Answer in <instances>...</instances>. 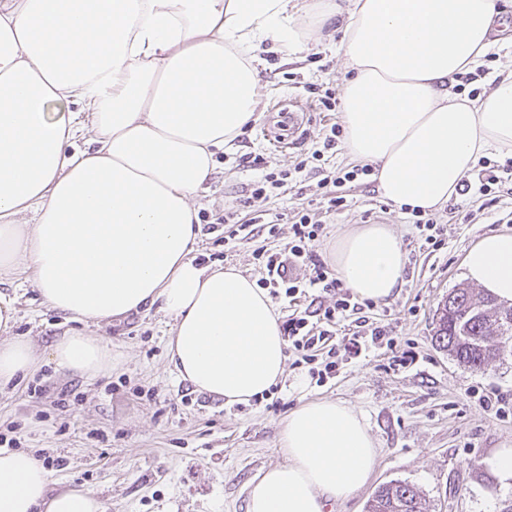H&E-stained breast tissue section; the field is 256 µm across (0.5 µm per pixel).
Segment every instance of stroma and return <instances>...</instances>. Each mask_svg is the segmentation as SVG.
<instances>
[{
  "label": "stroma",
  "mask_w": 512,
  "mask_h": 512,
  "mask_svg": "<svg viewBox=\"0 0 512 512\" xmlns=\"http://www.w3.org/2000/svg\"><path fill=\"white\" fill-rule=\"evenodd\" d=\"M339 37L331 24L319 43H302L289 55L266 44L259 54V119L246 137L218 155L208 188L195 199L201 216L210 219L234 205L245 222L258 210L289 214L324 207L319 176L311 169L300 173L301 188L240 206L255 173L239 159L261 156L268 173L292 169L302 154L314 150L324 126L339 121V113L303 100V142L279 149L264 136L281 103L301 98L304 85L340 89L345 68L335 49ZM347 201L346 208L327 216L316 251L332 262L337 237L366 224H385L399 235L406 256L403 283L374 313L387 325L394 351L415 353L412 363L399 366L391 353L372 351L340 361L335 378L320 384L308 365L290 360L272 393L227 405L177 378L168 356L171 321L150 308L93 326L112 350L107 373L87 378L47 362L1 390L0 432L14 429L20 449L35 452L41 461L61 459V466L51 469L55 488L91 490L104 512H246L250 482L283 460L278 441L289 411L308 400L332 399L363 413L378 456L367 482L350 497L328 503L325 512H365L378 487L395 481L416 486L431 512H479L485 501L512 497L477 464L496 449L512 448V418L495 417L470 395L480 388L512 401V358L476 372L431 341L438 303L464 281L466 251L483 235L512 231V190H500L490 202L469 195L450 199L435 213L445 245L434 253L423 247L410 211L387 203L375 184L353 182ZM465 212L473 213L471 223H461ZM289 234L284 223L278 237L262 233L228 246L219 224L202 231L194 255L252 278L255 250L283 247ZM0 291L18 297L13 335L46 352L66 327L63 315L44 303L28 273L15 284H1Z\"/></svg>",
  "instance_id": "35a3bbf8"
}]
</instances>
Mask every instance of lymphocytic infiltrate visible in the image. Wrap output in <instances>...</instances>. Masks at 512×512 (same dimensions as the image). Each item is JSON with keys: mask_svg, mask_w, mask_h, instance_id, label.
<instances>
[{"mask_svg": "<svg viewBox=\"0 0 512 512\" xmlns=\"http://www.w3.org/2000/svg\"><path fill=\"white\" fill-rule=\"evenodd\" d=\"M290 230L284 248L255 254L258 286L273 296H285L294 306L280 325L289 350L302 363L312 365L323 382L335 378L339 358L352 360L373 350L393 349L386 326L369 324L366 318L374 302L354 295L317 255L324 221L317 214L300 211L294 214ZM299 265L307 267V274H293V267ZM306 296L312 297L314 310L296 309V301ZM342 325L348 331L341 337L337 331Z\"/></svg>", "mask_w": 512, "mask_h": 512, "instance_id": "obj_1", "label": "lymphocytic infiltrate"}]
</instances>
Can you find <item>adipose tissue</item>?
I'll return each instance as SVG.
<instances>
[{"mask_svg":"<svg viewBox=\"0 0 512 512\" xmlns=\"http://www.w3.org/2000/svg\"><path fill=\"white\" fill-rule=\"evenodd\" d=\"M292 0H0V273L30 272L52 309L78 326L49 358L88 378L112 351L88 322L158 307L173 324L169 362L195 391L249 403L283 376L286 343L267 294L237 268L202 267L194 199L215 156L258 120L256 50L302 40ZM350 70L341 86L343 151L375 164L393 206L435 210L490 151L512 154V68L487 92L448 89L495 47L497 0H327ZM92 147L77 149L80 131ZM31 223H24V216ZM347 288L391 299L404 275L399 236L384 224L341 235ZM465 278L512 302V233L466 252ZM16 299L0 292V388L34 370L12 336ZM281 463L251 485L247 512H323L362 487L377 447L360 412L330 399L292 409ZM0 512H104L89 490L51 487L30 451L0 450Z\"/></svg>","mask_w":512,"mask_h":512,"instance_id":"1","label":"adipose tissue"}]
</instances>
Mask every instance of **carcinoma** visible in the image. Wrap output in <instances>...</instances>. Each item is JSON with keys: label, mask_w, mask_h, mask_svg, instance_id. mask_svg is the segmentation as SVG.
<instances>
[{"label": "carcinoma", "mask_w": 512, "mask_h": 512, "mask_svg": "<svg viewBox=\"0 0 512 512\" xmlns=\"http://www.w3.org/2000/svg\"><path fill=\"white\" fill-rule=\"evenodd\" d=\"M431 340L458 364L484 370L505 359L504 345L512 340V305L460 284L435 310ZM365 512H428V508L414 485L390 482L376 490Z\"/></svg>", "instance_id": "obj_1"}]
</instances>
